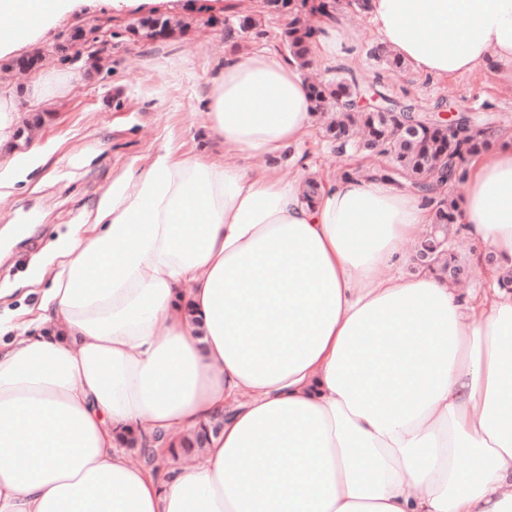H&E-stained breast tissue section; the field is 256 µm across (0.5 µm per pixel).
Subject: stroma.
Instances as JSON below:
<instances>
[{
    "mask_svg": "<svg viewBox=\"0 0 512 512\" xmlns=\"http://www.w3.org/2000/svg\"><path fill=\"white\" fill-rule=\"evenodd\" d=\"M180 13L185 28L166 40L135 36L137 17L103 9L61 18L37 45L42 67L21 72L0 60V87L22 93L24 112H49L53 119L35 131L39 149L33 169L16 180L0 175V317L27 336V313L36 309L42 282L39 267L53 260L62 238L85 223L112 181L143 163L170 142L184 152L206 151L222 156V148L205 137V78L224 50L240 51L242 34H227L241 4L260 20L261 44L278 47L282 18L266 14L264 0H192ZM336 21L353 36L355 54L346 60L366 80L380 83L392 98L417 111H435L452 103L460 112L492 113L512 132V87L500 83L492 69L438 79L410 66L389 65L375 56L379 36L368 15L342 5ZM81 40H73L74 32ZM55 94L38 101L26 92L36 81ZM358 154H340L315 124L310 137L292 147L276 165L284 179L314 176L326 180L336 172L363 163Z\"/></svg>",
    "mask_w": 512,
    "mask_h": 512,
    "instance_id": "1",
    "label": "stroma"
}]
</instances>
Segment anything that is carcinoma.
Here are the masks:
<instances>
[{
  "label": "carcinoma",
  "instance_id": "1",
  "mask_svg": "<svg viewBox=\"0 0 512 512\" xmlns=\"http://www.w3.org/2000/svg\"><path fill=\"white\" fill-rule=\"evenodd\" d=\"M269 13L288 17L281 28L279 40L288 56L300 68L309 69L308 39L313 27L304 24L301 14L328 15L336 13L339 0H265ZM175 30L171 19L147 16L139 19L131 31L145 32L155 38L169 36ZM315 112L326 115L325 132L336 143L340 153H375L385 158V164L373 170L396 184L408 183L434 205L432 229L420 240L414 261L436 271L441 277L455 280L463 271L453 252L437 247L448 235V226L456 223V200L444 195V188L460 181L468 158L486 149L485 135L500 128L492 114H462L458 119L464 127L450 129L438 125L426 113L413 111L412 106L386 96L376 86L359 84L348 70H335L328 79L310 85ZM365 99L368 106L359 108L356 102ZM223 419L188 439L181 448H171L172 456L190 457L205 449L210 436L217 435Z\"/></svg>",
  "mask_w": 512,
  "mask_h": 512
}]
</instances>
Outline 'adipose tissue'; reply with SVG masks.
Masks as SVG:
<instances>
[{
    "instance_id": "adipose-tissue-1",
    "label": "adipose tissue",
    "mask_w": 512,
    "mask_h": 512,
    "mask_svg": "<svg viewBox=\"0 0 512 512\" xmlns=\"http://www.w3.org/2000/svg\"><path fill=\"white\" fill-rule=\"evenodd\" d=\"M93 0H0V57ZM384 47L445 78L512 85V0H366ZM323 64L349 57L315 24ZM204 129L236 163L159 148L76 226L41 299L46 325L0 344V512H512V138L469 164L462 233L497 260L487 290L403 273L428 230L412 190L360 173L305 202L279 156L314 125L309 85L274 48L225 52ZM188 300L197 317L178 308ZM201 459L162 447L215 418Z\"/></svg>"
}]
</instances>
